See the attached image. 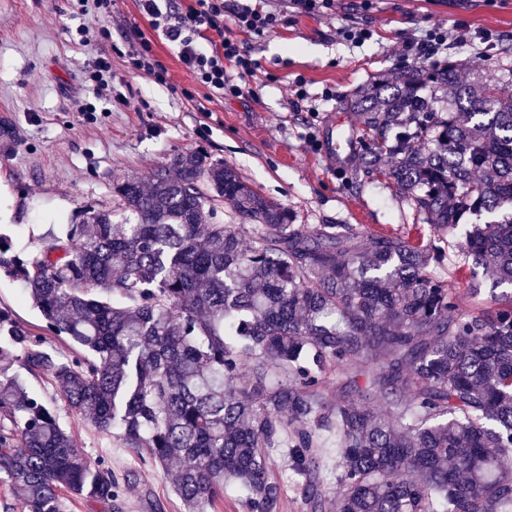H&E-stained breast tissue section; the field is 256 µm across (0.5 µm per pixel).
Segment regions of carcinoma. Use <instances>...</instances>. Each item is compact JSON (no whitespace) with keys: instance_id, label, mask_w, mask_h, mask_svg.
<instances>
[{"instance_id":"obj_1","label":"carcinoma","mask_w":512,"mask_h":512,"mask_svg":"<svg viewBox=\"0 0 512 512\" xmlns=\"http://www.w3.org/2000/svg\"><path fill=\"white\" fill-rule=\"evenodd\" d=\"M344 108L366 176L460 234L454 276L479 266L512 286V67L470 81L452 60L390 71ZM112 195L119 221L84 206L33 250L0 235V275L59 342L0 308V512H64L66 495L121 508L112 470L19 368L102 436L175 466L184 512H217L230 486L245 512H279L280 448L322 512L325 436L333 512H509L512 291L488 307L483 282L460 293L433 242L294 224L200 151L114 179ZM221 205L239 223L214 222Z\"/></svg>"}]
</instances>
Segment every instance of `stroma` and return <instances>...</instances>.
<instances>
[{
  "label": "stroma",
  "mask_w": 512,
  "mask_h": 512,
  "mask_svg": "<svg viewBox=\"0 0 512 512\" xmlns=\"http://www.w3.org/2000/svg\"><path fill=\"white\" fill-rule=\"evenodd\" d=\"M72 0H0V210L11 211L0 235L27 247L54 225L68 223L77 208H115L112 180H143L167 157L202 150L232 165L262 194L288 209L297 224H352L381 233L432 232L384 179L365 177L356 166L359 146L332 152V133L354 125L342 104L363 84L392 69L418 66L397 45L426 30H448V49L431 58L454 60L462 78L512 63V0H333L313 14L281 9L274 28L243 43L261 64L251 79L253 95L209 102L198 112L181 94L196 98L194 85L176 53L151 29L137 0H115L109 23L86 17L94 29L108 25L111 39L81 45L64 25ZM371 31L355 46L342 29ZM493 36L483 43L479 32ZM150 39L169 82L155 83L131 69L124 57L137 36ZM112 57V84L131 105L85 116L79 107L93 101L85 81L89 60ZM304 79L310 94L330 90L317 111L292 104L291 89ZM36 335L43 320L19 286L0 278V308ZM28 386L57 410L77 447L107 464L122 478L121 512H182L169 476L142 462L137 453L101 438L74 419L45 380Z\"/></svg>",
  "instance_id": "1"
}]
</instances>
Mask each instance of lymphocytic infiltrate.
Returning <instances> with one entry per match:
<instances>
[{
	"instance_id": "obj_1",
	"label": "lymphocytic infiltrate",
	"mask_w": 512,
	"mask_h": 512,
	"mask_svg": "<svg viewBox=\"0 0 512 512\" xmlns=\"http://www.w3.org/2000/svg\"><path fill=\"white\" fill-rule=\"evenodd\" d=\"M151 28L160 32L178 50L179 59L195 83L211 96L240 97L251 93L248 77L260 67L241 41L224 34L225 21H232L241 33L264 35L277 22L278 12L270 0H140ZM212 33L210 49L198 43L201 35Z\"/></svg>"
}]
</instances>
